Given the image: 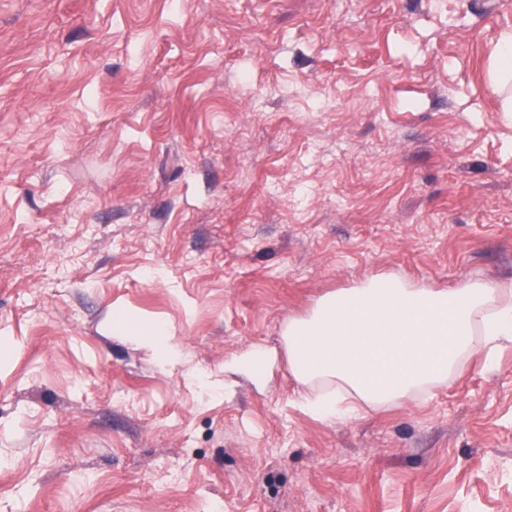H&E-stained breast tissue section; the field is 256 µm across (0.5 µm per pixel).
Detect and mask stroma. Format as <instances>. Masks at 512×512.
Returning <instances> with one entry per match:
<instances>
[{"mask_svg": "<svg viewBox=\"0 0 512 512\" xmlns=\"http://www.w3.org/2000/svg\"><path fill=\"white\" fill-rule=\"evenodd\" d=\"M507 30L512 0H0V512H512V343L343 423L282 357L208 386L368 278L512 282ZM496 83L494 88L503 95V112H512L510 88L512 82V32L501 35L499 50L494 62ZM112 329L122 336H139L145 345L153 348L164 360L174 359L178 352V346L173 341V337L161 323L140 325L134 316L120 312L112 321ZM277 358L276 351L256 346L240 352L224 363V389L228 386L231 376L235 375H244L255 384L264 385L269 368ZM225 375L228 378H225Z\"/></svg>", "mask_w": 512, "mask_h": 512, "instance_id": "obj_1", "label": "stroma"}]
</instances>
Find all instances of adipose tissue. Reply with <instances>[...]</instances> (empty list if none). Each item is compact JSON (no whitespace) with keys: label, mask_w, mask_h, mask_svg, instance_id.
<instances>
[{"label":"adipose tissue","mask_w":512,"mask_h":512,"mask_svg":"<svg viewBox=\"0 0 512 512\" xmlns=\"http://www.w3.org/2000/svg\"><path fill=\"white\" fill-rule=\"evenodd\" d=\"M113 331L136 336L165 360L178 346L164 325L118 313ZM281 351L248 348L224 364L227 376L264 385L279 355L305 394L312 416L342 422L363 409L422 402L475 358L492 361L512 343V288L470 281L431 288L392 275L327 293L284 326Z\"/></svg>","instance_id":"adipose-tissue-1"}]
</instances>
